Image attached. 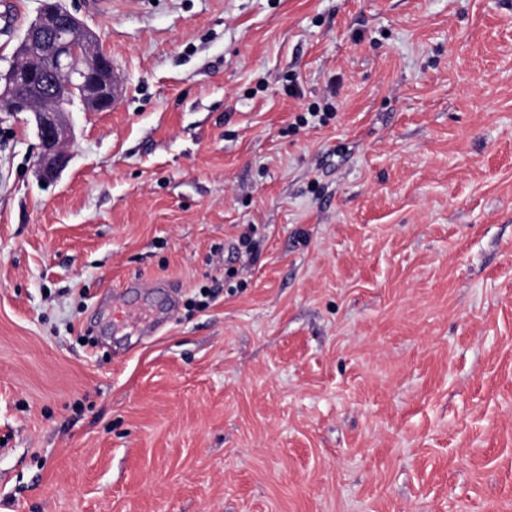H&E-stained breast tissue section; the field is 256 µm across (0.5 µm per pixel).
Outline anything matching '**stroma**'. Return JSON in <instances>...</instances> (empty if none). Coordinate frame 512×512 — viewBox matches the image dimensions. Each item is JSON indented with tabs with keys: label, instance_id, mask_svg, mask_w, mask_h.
Here are the masks:
<instances>
[{
	"label": "stroma",
	"instance_id": "1",
	"mask_svg": "<svg viewBox=\"0 0 512 512\" xmlns=\"http://www.w3.org/2000/svg\"><path fill=\"white\" fill-rule=\"evenodd\" d=\"M62 4L126 89L49 182L0 112V512H512V0Z\"/></svg>",
	"mask_w": 512,
	"mask_h": 512
}]
</instances>
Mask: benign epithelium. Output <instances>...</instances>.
<instances>
[{
	"label": "benign epithelium",
	"instance_id": "1",
	"mask_svg": "<svg viewBox=\"0 0 512 512\" xmlns=\"http://www.w3.org/2000/svg\"><path fill=\"white\" fill-rule=\"evenodd\" d=\"M20 50L34 65L12 63L0 87V110L34 115L39 140L37 165L46 179L69 163L71 127L64 120L74 99L90 112L112 109V63L101 35L61 5L43 0Z\"/></svg>",
	"mask_w": 512,
	"mask_h": 512
}]
</instances>
